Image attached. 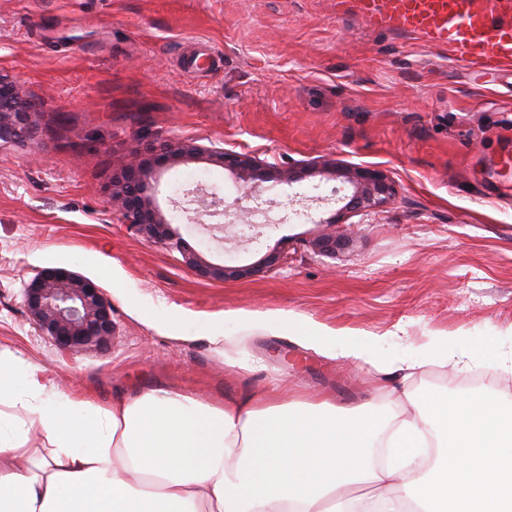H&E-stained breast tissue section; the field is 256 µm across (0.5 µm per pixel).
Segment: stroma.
<instances>
[{
    "instance_id": "1",
    "label": "stroma",
    "mask_w": 512,
    "mask_h": 512,
    "mask_svg": "<svg viewBox=\"0 0 512 512\" xmlns=\"http://www.w3.org/2000/svg\"><path fill=\"white\" fill-rule=\"evenodd\" d=\"M197 56L198 71L183 63ZM0 72L36 105L32 140L0 148V350L41 366L61 390L109 402L155 388L221 403L276 390L329 398L381 419L387 364L417 362V396L512 404V70L484 74L413 35L374 31L353 0H0ZM194 139L285 169L318 158L376 165L396 186L385 209L334 223L351 193L325 173L268 183L251 199L202 160L160 177L171 230L212 265L283 260L249 278L198 276L181 254L129 232L107 189L141 138ZM224 209L270 201L253 242L191 223L188 191ZM350 237L330 255L314 239ZM90 278L112 304L106 350L69 357L39 335L21 298L37 271ZM289 311L366 342L370 361L332 359L288 333L229 318L224 341L159 331L151 319ZM463 336L470 359L439 364Z\"/></svg>"
}]
</instances>
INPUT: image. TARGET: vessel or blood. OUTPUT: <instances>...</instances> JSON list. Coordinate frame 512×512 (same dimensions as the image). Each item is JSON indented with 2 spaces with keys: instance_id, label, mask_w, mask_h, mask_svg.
Returning <instances> with one entry per match:
<instances>
[{
  "instance_id": "vessel-or-blood-1",
  "label": "vessel or blood",
  "mask_w": 512,
  "mask_h": 512,
  "mask_svg": "<svg viewBox=\"0 0 512 512\" xmlns=\"http://www.w3.org/2000/svg\"><path fill=\"white\" fill-rule=\"evenodd\" d=\"M356 7L370 29L414 34L486 71L512 67V21L493 17L480 0H356Z\"/></svg>"
}]
</instances>
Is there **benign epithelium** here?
<instances>
[{
	"label": "benign epithelium",
	"mask_w": 512,
	"mask_h": 512,
	"mask_svg": "<svg viewBox=\"0 0 512 512\" xmlns=\"http://www.w3.org/2000/svg\"><path fill=\"white\" fill-rule=\"evenodd\" d=\"M35 112L28 102L23 86L0 73V147L22 143L34 133ZM202 159L233 174L242 186L252 192L273 179L291 185L321 172L337 173L353 188L341 211L352 214L380 211L395 195L393 182L380 168L348 165L335 159L314 161L299 168L277 169L256 156L208 147L195 140L171 139L150 144L137 150L122 165L119 176L108 189V202L130 231L149 243L178 250L183 260L199 276L208 279L235 280L245 278L279 262L280 252H269L252 267L215 266L201 260L198 253L182 238L175 237L170 224L156 205L158 176L163 170L181 162ZM194 194L201 198L204 215H222L227 224L213 229L236 228L242 212L218 210V203L207 201L200 189ZM349 244L345 235H329L314 242L326 253H336V246ZM24 306L33 317L41 335L49 337L55 347L68 354L106 347L114 334L112 304L98 285L64 268L41 270L23 289Z\"/></svg>",
	"instance_id": "obj_1"
}]
</instances>
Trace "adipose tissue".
I'll use <instances>...</instances> for the list:
<instances>
[{"instance_id": "obj_1", "label": "adipose tissue", "mask_w": 512, "mask_h": 512, "mask_svg": "<svg viewBox=\"0 0 512 512\" xmlns=\"http://www.w3.org/2000/svg\"><path fill=\"white\" fill-rule=\"evenodd\" d=\"M299 342L344 360L311 323ZM413 418L391 423L384 466L366 414L329 401L282 404L271 392L222 405L170 389L95 403L50 388L42 370L0 354V512H512V406L491 396H411ZM38 431L51 448L33 455ZM440 455L407 471L420 449ZM370 485L360 496L346 487Z\"/></svg>"}]
</instances>
